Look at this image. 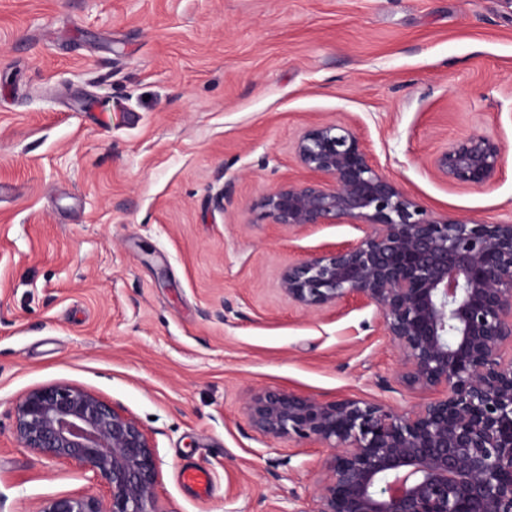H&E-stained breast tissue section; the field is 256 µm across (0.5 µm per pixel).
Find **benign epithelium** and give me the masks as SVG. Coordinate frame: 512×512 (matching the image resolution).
<instances>
[{
    "mask_svg": "<svg viewBox=\"0 0 512 512\" xmlns=\"http://www.w3.org/2000/svg\"><path fill=\"white\" fill-rule=\"evenodd\" d=\"M293 150L314 178L264 194V215L294 231L358 224L363 236L289 263L281 292L316 313L348 298L375 306L400 382L432 397L398 410L266 389L250 398V426L265 439L332 450L310 512H512V222L429 212L379 169L350 126L315 124ZM502 162L500 145L473 130L431 166L478 187ZM13 436L106 488L103 500L74 492L38 512H158L151 436L96 394L67 384L27 392L13 407Z\"/></svg>",
    "mask_w": 512,
    "mask_h": 512,
    "instance_id": "obj_1",
    "label": "benign epithelium"
}]
</instances>
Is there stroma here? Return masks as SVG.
<instances>
[{
    "label": "stroma",
    "instance_id": "obj_1",
    "mask_svg": "<svg viewBox=\"0 0 512 512\" xmlns=\"http://www.w3.org/2000/svg\"><path fill=\"white\" fill-rule=\"evenodd\" d=\"M317 123L354 126L427 210L511 221L512 0H0V512L106 494L14 439L38 387L139 422L160 512H307L330 451L262 439L255 392L421 401L375 307L316 314L279 290L289 262L361 235L258 206L306 179L293 143ZM474 129L499 173L437 177L432 157Z\"/></svg>",
    "mask_w": 512,
    "mask_h": 512
}]
</instances>
